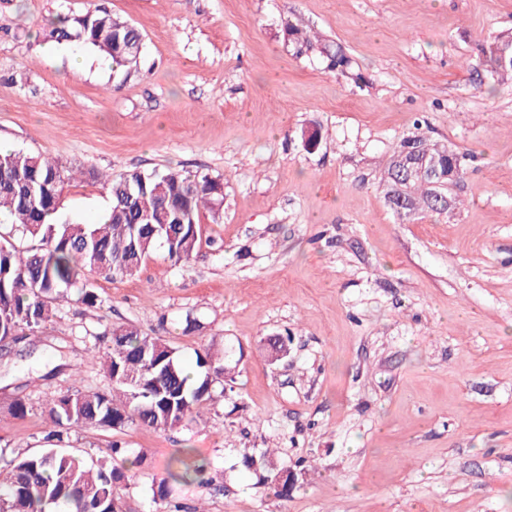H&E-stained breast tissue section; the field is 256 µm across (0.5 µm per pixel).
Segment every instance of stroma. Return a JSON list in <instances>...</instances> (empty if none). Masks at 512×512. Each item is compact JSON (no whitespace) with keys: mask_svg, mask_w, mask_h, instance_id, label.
<instances>
[{"mask_svg":"<svg viewBox=\"0 0 512 512\" xmlns=\"http://www.w3.org/2000/svg\"><path fill=\"white\" fill-rule=\"evenodd\" d=\"M100 4L142 33L135 66L46 40ZM290 22L340 46L361 83L300 51ZM507 33L512 0H0V143L224 182L189 267L159 253L95 278L100 306L65 299L32 343L0 346V448H45L52 399L108 390L94 336L126 324L188 362L213 341L243 351L183 426L65 435L120 469L140 458L126 512H157L152 481L184 448L208 466L175 490L182 512H512V82L475 64ZM413 135L471 161L457 207L402 220L381 178ZM109 203L78 177L60 217L93 224ZM269 445L295 470L283 496L241 464Z\"/></svg>","mask_w":512,"mask_h":512,"instance_id":"35a3bbf8","label":"stroma"}]
</instances>
